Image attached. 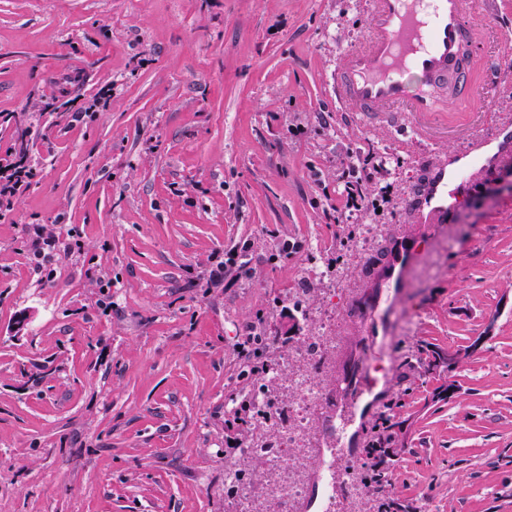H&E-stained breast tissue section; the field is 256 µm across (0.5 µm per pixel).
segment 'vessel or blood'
<instances>
[{
	"label": "vessel or blood",
	"mask_w": 512,
	"mask_h": 512,
	"mask_svg": "<svg viewBox=\"0 0 512 512\" xmlns=\"http://www.w3.org/2000/svg\"><path fill=\"white\" fill-rule=\"evenodd\" d=\"M370 24L362 46L343 55L335 99L363 118L396 119L401 112H434L439 92L471 105L482 80L474 47L481 30L474 15L498 21L497 0H369ZM467 166L449 170L447 157L428 162L407 205L410 242L448 221V181L465 178ZM414 252L397 244L388 253L363 300L359 320L348 322L342 351L332 366L334 399L323 411L304 474H324L330 507L345 512L354 497L350 462L357 422L382 407L386 382L377 364L394 334V300Z\"/></svg>",
	"instance_id": "obj_1"
}]
</instances>
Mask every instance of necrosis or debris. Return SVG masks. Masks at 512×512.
<instances>
[{"label": "necrosis or debris", "mask_w": 512, "mask_h": 512, "mask_svg": "<svg viewBox=\"0 0 512 512\" xmlns=\"http://www.w3.org/2000/svg\"><path fill=\"white\" fill-rule=\"evenodd\" d=\"M336 356V339L328 335L310 337L294 355L280 359L275 370L265 374L252 398V412L266 424L276 425L272 440L253 439L241 451L238 465L224 473V486L230 489L228 512H256L252 491L244 477L243 465L254 458H264L274 476L277 495L273 500L278 512H291L294 504L307 499L310 487L293 474V461L298 450L306 449L305 430L317 421L324 403L319 376L325 375ZM299 362L306 374L292 378L296 395L291 405H281L272 389L282 377L288 375V366ZM289 376V375H288Z\"/></svg>", "instance_id": "obj_1"}]
</instances>
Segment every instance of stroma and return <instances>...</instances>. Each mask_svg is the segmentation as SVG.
I'll return each mask as SVG.
<instances>
[{"label": "stroma", "mask_w": 512, "mask_h": 512, "mask_svg": "<svg viewBox=\"0 0 512 512\" xmlns=\"http://www.w3.org/2000/svg\"><path fill=\"white\" fill-rule=\"evenodd\" d=\"M368 25L366 0H0V155L29 129L36 172L0 209V512H226L225 464L274 434L225 410L238 342L268 328L269 360L325 323L344 338L424 161L512 123L494 25L468 109L337 111ZM452 196L395 306L361 436L388 481L356 464L358 512H512V159ZM39 227L82 244L46 279ZM434 349L457 366L427 371Z\"/></svg>", "instance_id": "obj_1"}]
</instances>
